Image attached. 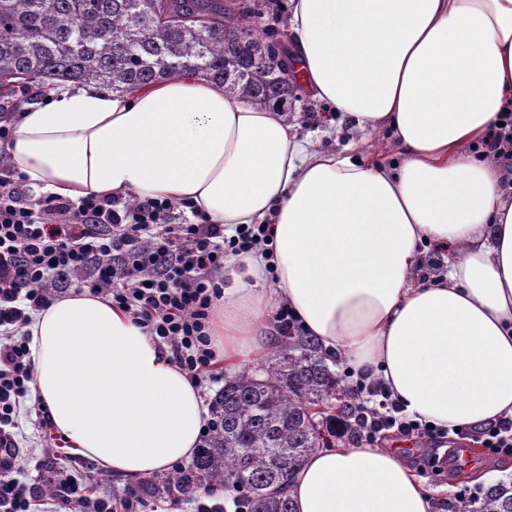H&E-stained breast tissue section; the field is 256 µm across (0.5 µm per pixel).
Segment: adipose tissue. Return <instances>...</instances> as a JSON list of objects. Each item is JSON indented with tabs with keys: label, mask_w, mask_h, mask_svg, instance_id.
Masks as SVG:
<instances>
[{
	"label": "adipose tissue",
	"mask_w": 512,
	"mask_h": 512,
	"mask_svg": "<svg viewBox=\"0 0 512 512\" xmlns=\"http://www.w3.org/2000/svg\"><path fill=\"white\" fill-rule=\"evenodd\" d=\"M308 88L398 161L298 140L285 115L201 75L124 94L88 84L27 106L11 168L72 200L147 195L268 247L224 260L213 346L226 370L261 363L287 306L323 352L379 378L412 418L445 428L512 417V191L477 147L512 111V0H290ZM452 248L430 282L428 247ZM30 394L56 432L133 478L191 459L209 418L199 380L104 296L55 299L28 327ZM294 512H435L401 455L316 449L288 489Z\"/></svg>",
	"instance_id": "obj_1"
}]
</instances>
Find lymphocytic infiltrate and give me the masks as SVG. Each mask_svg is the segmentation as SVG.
<instances>
[{"mask_svg": "<svg viewBox=\"0 0 512 512\" xmlns=\"http://www.w3.org/2000/svg\"><path fill=\"white\" fill-rule=\"evenodd\" d=\"M265 224H241L233 237L204 216L188 220L176 204L149 198L130 204L122 197L89 195L71 200L34 197L0 165V512H31L41 496L27 470L13 428L16 408L28 392L32 361L22 333L34 314L72 281L109 297L132 314L157 345L192 376L215 358L210 312L224 288V258L267 244ZM361 402L350 405L345 434L355 442L417 435L434 445L448 430L405 415L383 385L358 377ZM488 454L512 455V418L461 430ZM54 512H138L140 487L127 488L120 503L88 495L84 485L59 479Z\"/></svg>", "mask_w": 512, "mask_h": 512, "instance_id": "1", "label": "lymphocytic infiltrate"}]
</instances>
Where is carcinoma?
Listing matches in <instances>:
<instances>
[{
  "label": "carcinoma",
  "mask_w": 512,
  "mask_h": 512,
  "mask_svg": "<svg viewBox=\"0 0 512 512\" xmlns=\"http://www.w3.org/2000/svg\"><path fill=\"white\" fill-rule=\"evenodd\" d=\"M190 73L260 107H284L292 94L293 74L272 54L258 3L0 0V98L44 94L64 82L121 94ZM336 398L343 412L354 393L312 341L288 337L271 365L224 380L212 430L191 465L143 481L144 495L164 498L177 484L234 491L242 483L246 512H293L288 488L323 438L312 410ZM448 512H512V481L460 496Z\"/></svg>",
  "instance_id": "obj_1"
}]
</instances>
